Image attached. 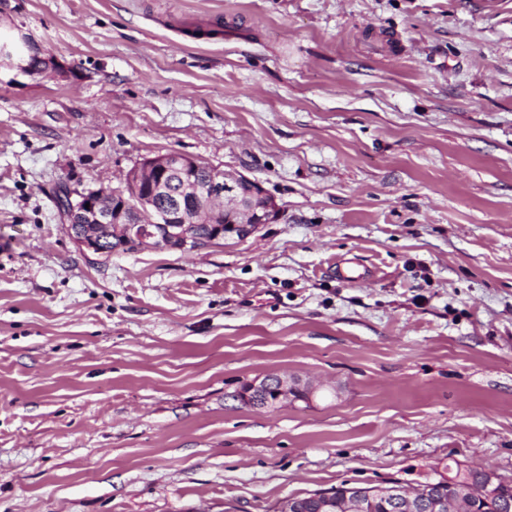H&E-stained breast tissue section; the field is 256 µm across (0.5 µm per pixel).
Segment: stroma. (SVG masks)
<instances>
[{
    "label": "stroma",
    "mask_w": 512,
    "mask_h": 512,
    "mask_svg": "<svg viewBox=\"0 0 512 512\" xmlns=\"http://www.w3.org/2000/svg\"><path fill=\"white\" fill-rule=\"evenodd\" d=\"M9 5L68 73L0 71V512L512 477V0ZM167 152L259 182L280 219L81 252L59 187ZM272 372L327 394L233 400Z\"/></svg>",
    "instance_id": "stroma-1"
}]
</instances>
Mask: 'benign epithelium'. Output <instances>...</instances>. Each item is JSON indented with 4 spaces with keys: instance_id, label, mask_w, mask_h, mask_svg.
Masks as SVG:
<instances>
[{
    "instance_id": "1",
    "label": "benign epithelium",
    "mask_w": 512,
    "mask_h": 512,
    "mask_svg": "<svg viewBox=\"0 0 512 512\" xmlns=\"http://www.w3.org/2000/svg\"><path fill=\"white\" fill-rule=\"evenodd\" d=\"M32 44L19 33L16 39L0 44V69L18 74H41L51 68L59 73L67 68L55 58L35 66L29 61ZM200 162L170 152L147 157L128 175L124 186L60 192L59 208L71 238L83 252L108 259L112 248L131 247L136 251H194L224 238L239 241L256 233L261 225L279 220L281 207L258 182L238 173L212 167L207 179L197 180ZM213 224L209 239L195 234L196 217ZM317 386L295 377L273 373L236 390L231 397L254 408H276L288 401L309 403ZM497 481V474L471 467L466 480L452 498L410 489L400 483L351 487L341 497L331 493L315 496L316 512H366L368 503L379 502L386 512H470L473 489Z\"/></svg>"
}]
</instances>
